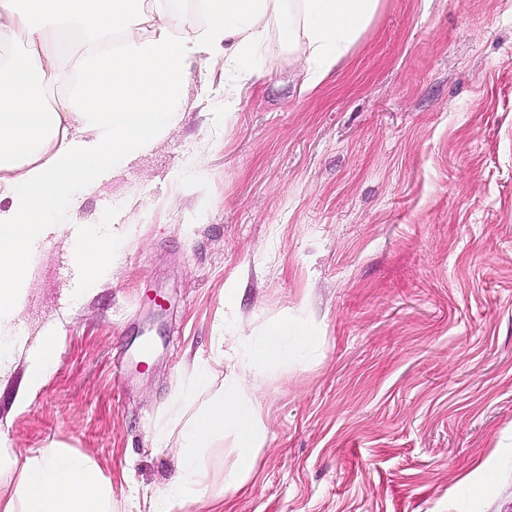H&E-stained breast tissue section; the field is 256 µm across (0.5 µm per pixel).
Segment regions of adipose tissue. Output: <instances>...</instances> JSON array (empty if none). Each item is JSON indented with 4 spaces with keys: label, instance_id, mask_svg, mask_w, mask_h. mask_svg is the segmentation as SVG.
Segmentation results:
<instances>
[{
    "label": "adipose tissue",
    "instance_id": "obj_1",
    "mask_svg": "<svg viewBox=\"0 0 512 512\" xmlns=\"http://www.w3.org/2000/svg\"><path fill=\"white\" fill-rule=\"evenodd\" d=\"M381 0H203L207 25L182 35L175 0H0V381L22 344L15 322L42 244L66 235L73 261L98 282L117 258L109 227L53 223L84 184L149 151L182 120L179 92L194 61L245 67L272 48L301 55L302 87L321 86L373 21ZM148 13L151 24L134 18ZM276 43H269L270 27ZM71 70L63 72L61 61ZM63 81L65 97H50ZM317 337L273 324L248 350L253 363L284 364L291 346ZM259 382L230 390L189 417L176 450L178 479L149 512H181L192 498H222L249 479L263 445ZM236 463L223 486L210 481L207 456L225 432ZM0 437V470L17 472L0 512H112V490L95 464L64 448L18 459Z\"/></svg>",
    "mask_w": 512,
    "mask_h": 512
}]
</instances>
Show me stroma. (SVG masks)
Here are the masks:
<instances>
[{
  "mask_svg": "<svg viewBox=\"0 0 512 512\" xmlns=\"http://www.w3.org/2000/svg\"><path fill=\"white\" fill-rule=\"evenodd\" d=\"M301 81L274 52L194 65L181 124L54 214L112 225L119 259L89 288L68 238L38 250L0 434L89 458L116 512H147L177 474L174 396L222 352L196 403L260 378L264 447L183 512H512V0H382ZM282 320L319 347L251 364L239 337ZM52 340V336H46L37 349L28 353L23 381L26 391H35L48 374L53 361Z\"/></svg>",
  "mask_w": 512,
  "mask_h": 512,
  "instance_id": "1",
  "label": "stroma"
}]
</instances>
